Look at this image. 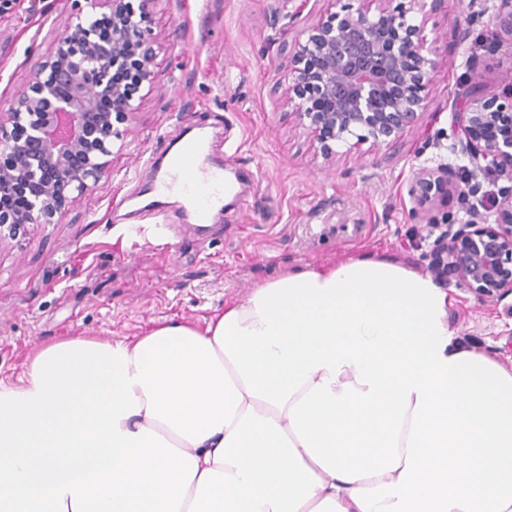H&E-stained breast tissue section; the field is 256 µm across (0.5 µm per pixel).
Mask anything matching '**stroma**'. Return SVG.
I'll return each mask as SVG.
<instances>
[{
  "label": "stroma",
  "mask_w": 512,
  "mask_h": 512,
  "mask_svg": "<svg viewBox=\"0 0 512 512\" xmlns=\"http://www.w3.org/2000/svg\"><path fill=\"white\" fill-rule=\"evenodd\" d=\"M155 0L149 37L158 83L114 148L110 175L76 199L53 224H34L0 242V380L15 382L39 348L87 336L101 342L142 335L164 321L204 325L258 285L307 265L385 258L419 273L431 261L432 225L468 221L471 204L455 185L469 168L451 131L457 93L512 104V32H492L500 0H428L422 23L436 68L429 107L394 142L355 137L323 158L282 91L299 39L360 0ZM76 0H20L0 11V113L8 111L47 51L48 29L65 28ZM469 26L466 42L455 34ZM493 48H486L487 39ZM204 125L215 154L243 171L239 196L210 224L186 231L177 204L129 232L116 198H135L152 165L168 156L180 131ZM453 183L419 205L418 173ZM448 316L479 350L512 359V314L447 283Z\"/></svg>",
  "instance_id": "stroma-1"
}]
</instances>
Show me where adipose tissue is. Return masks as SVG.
Instances as JSON below:
<instances>
[{
    "label": "adipose tissue",
    "mask_w": 512,
    "mask_h": 512,
    "mask_svg": "<svg viewBox=\"0 0 512 512\" xmlns=\"http://www.w3.org/2000/svg\"><path fill=\"white\" fill-rule=\"evenodd\" d=\"M372 257L0 381V512H512V363Z\"/></svg>",
    "instance_id": "adipose-tissue-1"
}]
</instances>
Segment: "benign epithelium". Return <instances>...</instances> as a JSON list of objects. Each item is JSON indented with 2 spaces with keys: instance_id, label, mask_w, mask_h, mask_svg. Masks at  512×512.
Here are the masks:
<instances>
[{
  "instance_id": "obj_1",
  "label": "benign epithelium",
  "mask_w": 512,
  "mask_h": 512,
  "mask_svg": "<svg viewBox=\"0 0 512 512\" xmlns=\"http://www.w3.org/2000/svg\"><path fill=\"white\" fill-rule=\"evenodd\" d=\"M84 2L65 29L46 35L49 53L0 119V188L27 201L20 211L0 207V241L28 224L55 223L76 198L100 188L114 141L124 136L118 125L138 111L142 88L156 81L154 45L146 37L155 0ZM424 7L425 0H409L406 12H336L298 42L283 96L323 156L358 131L364 140L393 142L419 122L435 63L421 26L407 23L406 15ZM104 17L112 19L107 39L100 36ZM494 26L512 32V0H501ZM125 69L133 77L128 85L113 78ZM103 98L110 107L100 112ZM487 127L494 137L477 135ZM452 132L471 164L458 186L463 197H478L486 183L510 185L500 188L497 223H483L473 206L469 221L447 226L427 272L497 304L512 296V112L464 90L456 97ZM441 186L442 179L422 172L412 192L427 201Z\"/></svg>"
}]
</instances>
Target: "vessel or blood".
Here are the masks:
<instances>
[{
    "label": "vessel or blood",
    "mask_w": 512,
    "mask_h": 512,
    "mask_svg": "<svg viewBox=\"0 0 512 512\" xmlns=\"http://www.w3.org/2000/svg\"><path fill=\"white\" fill-rule=\"evenodd\" d=\"M231 188L224 163L211 160L204 136L196 133L182 139L165 166L155 168L144 191L157 202L181 197L189 206L188 225L198 228L209 223Z\"/></svg>",
    "instance_id": "obj_1"
}]
</instances>
